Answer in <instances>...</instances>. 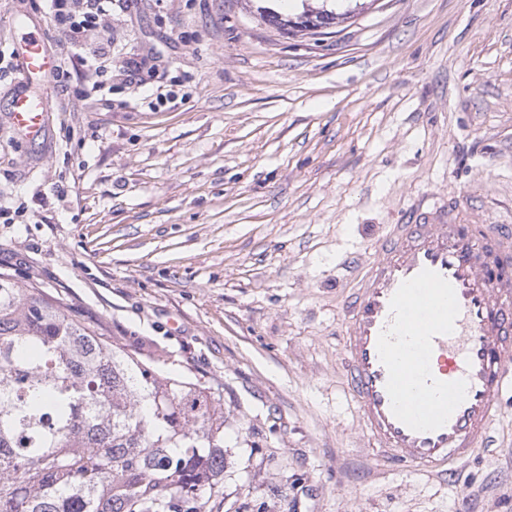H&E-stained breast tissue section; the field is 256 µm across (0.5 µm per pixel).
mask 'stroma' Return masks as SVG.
Segmentation results:
<instances>
[{"mask_svg":"<svg viewBox=\"0 0 512 512\" xmlns=\"http://www.w3.org/2000/svg\"><path fill=\"white\" fill-rule=\"evenodd\" d=\"M257 6L114 0L113 65L154 68L91 104L47 80L38 140L0 75V271L218 389L209 512H512V402L457 481L399 471L340 349L343 262L387 225H512V0H350L314 35ZM45 11L0 0V49Z\"/></svg>","mask_w":512,"mask_h":512,"instance_id":"35a3bbf8","label":"stroma"}]
</instances>
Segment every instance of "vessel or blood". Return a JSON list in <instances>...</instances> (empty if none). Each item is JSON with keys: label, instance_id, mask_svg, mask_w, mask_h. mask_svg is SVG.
<instances>
[{"label": "vessel or blood", "instance_id": "vessel-or-blood-1", "mask_svg": "<svg viewBox=\"0 0 512 512\" xmlns=\"http://www.w3.org/2000/svg\"><path fill=\"white\" fill-rule=\"evenodd\" d=\"M17 30L21 83L9 119L37 138L48 110L38 85L57 59L41 27ZM357 267L341 336L360 425L388 462L454 476L492 446L512 392V234L421 215L392 225Z\"/></svg>", "mask_w": 512, "mask_h": 512}]
</instances>
